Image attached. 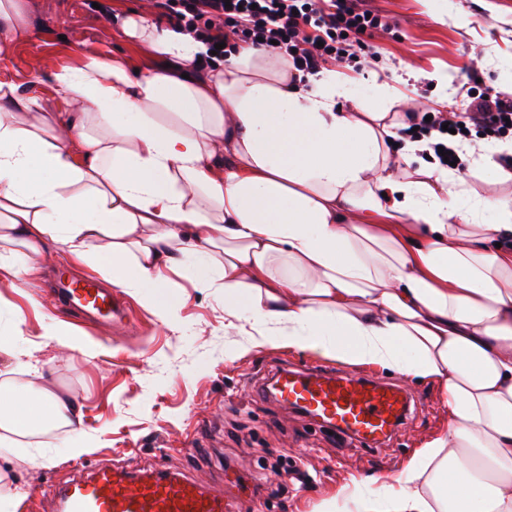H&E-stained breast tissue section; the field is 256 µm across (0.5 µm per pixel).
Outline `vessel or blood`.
Instances as JSON below:
<instances>
[{
	"label": "vessel or blood",
	"mask_w": 512,
	"mask_h": 512,
	"mask_svg": "<svg viewBox=\"0 0 512 512\" xmlns=\"http://www.w3.org/2000/svg\"><path fill=\"white\" fill-rule=\"evenodd\" d=\"M57 293L65 305L91 319L126 325L121 304L110 290L88 280L60 277ZM272 397L336 428L348 439L371 446L392 438L406 417L410 400L393 384L327 369L281 368ZM56 512H237L238 502L224 487L204 484L192 470L173 474L107 463L76 470L50 484Z\"/></svg>",
	"instance_id": "vessel-or-blood-1"
}]
</instances>
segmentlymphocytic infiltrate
Segmentation results:
<instances>
[{
  "label": "lymphocytic infiltrate",
  "mask_w": 512,
  "mask_h": 512,
  "mask_svg": "<svg viewBox=\"0 0 512 512\" xmlns=\"http://www.w3.org/2000/svg\"><path fill=\"white\" fill-rule=\"evenodd\" d=\"M170 24L208 46L216 54L207 62L221 61L236 52L230 32L267 54L288 60L303 73L314 75L337 58L371 56L362 36L381 26L378 15L360 0H155ZM461 108L425 117L407 113L402 134L427 140L432 151H455L476 130L486 143L512 134V94L468 91Z\"/></svg>",
  "instance_id": "lymphocytic-infiltrate-1"
}]
</instances>
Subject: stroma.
<instances>
[{
    "mask_svg": "<svg viewBox=\"0 0 512 512\" xmlns=\"http://www.w3.org/2000/svg\"><path fill=\"white\" fill-rule=\"evenodd\" d=\"M94 0H27L30 23L24 38L0 45V79L39 94L52 111L65 106L49 82L52 71L77 67L84 56L112 55L137 69L153 62L150 49L124 37L123 17L146 0H108L101 15ZM387 29L364 34L376 56L364 64L333 62L347 79L349 99L389 121L424 109L456 108L466 95V77L479 89L512 92V0H366ZM447 75L437 84L432 73ZM401 93L386 103L380 85ZM53 268L41 269L23 291L0 293V383L24 379L23 362L49 369L55 390L79 407L84 432L97 444L86 458L145 468L179 469L186 438L203 434L198 463L202 477L220 483L239 477L244 512H318L321 502L349 477L386 479L397 473L417 448L445 427L446 405L429 381L406 382L377 371L379 380L398 384L420 397L397 440L373 453L340 447L335 436L308 415L274 399L261 398L262 384L286 364H322V357L285 348L255 349L246 332L224 327V299L195 287L184 275H171L170 292L181 300L179 322L163 324L130 289H120L130 315L128 326L89 327L54 305ZM55 318L93 353L61 352L42 335V322ZM67 434L38 435V447L0 452V475L22 493L47 479L63 480L70 461ZM299 465L310 479L301 484L289 470Z\"/></svg>",
    "mask_w": 512,
    "mask_h": 512,
    "instance_id": "1",
    "label": "stroma"
}]
</instances>
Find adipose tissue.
<instances>
[{
    "instance_id": "1",
    "label": "adipose tissue",
    "mask_w": 512,
    "mask_h": 512,
    "mask_svg": "<svg viewBox=\"0 0 512 512\" xmlns=\"http://www.w3.org/2000/svg\"><path fill=\"white\" fill-rule=\"evenodd\" d=\"M158 65L85 58L52 75L79 117L0 82V285L60 251L177 320L170 274L224 294L258 346L434 381L448 426L385 481L353 478L319 512H512V201L462 202L454 173L393 151L386 113L340 109L336 72L301 76L136 13ZM44 370L0 386V451L52 428L94 442Z\"/></svg>"
}]
</instances>
